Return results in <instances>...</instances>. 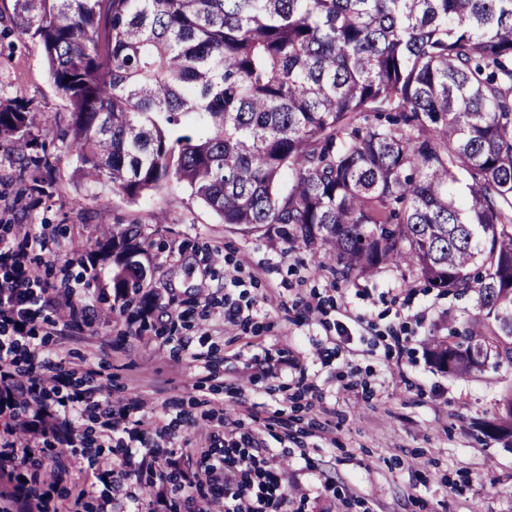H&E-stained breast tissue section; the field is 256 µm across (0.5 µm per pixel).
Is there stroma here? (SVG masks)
<instances>
[{
  "mask_svg": "<svg viewBox=\"0 0 512 512\" xmlns=\"http://www.w3.org/2000/svg\"><path fill=\"white\" fill-rule=\"evenodd\" d=\"M14 0H0V104L28 100L40 111L37 135L56 157L44 185L42 205L19 213L24 224H59L69 237L57 251V264L95 262L98 279L82 291L93 323L84 335L37 336L32 346L52 359H65L96 372L113 401L144 391L152 406L142 414L143 429L157 417L172 419L187 408L192 423L175 432L191 463L201 451L195 442L213 426L206 407L190 404L196 378L214 375L211 398L223 404L227 419L236 406L224 393L238 378L236 328L211 321L208 338L196 329L178 341L150 335L138 340L135 307L101 302L111 286L113 265L95 250L111 236L117 219L140 222L148 246L152 294L150 318L164 321L171 311L194 308L203 294L222 297V276L211 275L206 257L221 249L228 265L259 306L279 290L288 311L281 315L266 345L298 356L316 397L289 404L288 412L305 429L326 426L328 438H305L318 474L308 473L299 454L284 458L289 478L317 492L320 476L357 493L365 512H512V437H488L475 428L491 418L505 388L512 386V363L491 365L469 377H454L433 364V338L463 329L479 311L472 293L454 294L429 287L406 269L385 268L351 282L330 271L322 252L285 240L276 231L252 233L221 224L184 185L174 183L131 204L111 185L79 184L64 146L56 138L67 116L44 58L13 22ZM309 297L319 311L300 320L299 298ZM211 354L207 368L191 360L200 343ZM334 348L323 360L317 347ZM55 499L76 512L111 499L112 512H168L154 489L136 481L106 486L90 484L77 467L58 484Z\"/></svg>",
  "mask_w": 512,
  "mask_h": 512,
  "instance_id": "obj_1",
  "label": "stroma"
}]
</instances>
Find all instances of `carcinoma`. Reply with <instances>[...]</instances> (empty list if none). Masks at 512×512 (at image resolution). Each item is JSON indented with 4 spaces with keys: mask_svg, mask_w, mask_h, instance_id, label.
Masks as SVG:
<instances>
[{
    "mask_svg": "<svg viewBox=\"0 0 512 512\" xmlns=\"http://www.w3.org/2000/svg\"><path fill=\"white\" fill-rule=\"evenodd\" d=\"M14 21L69 104L79 179L131 202L182 183L346 281L404 265L472 292L482 315L430 358L461 377L512 361V0H15ZM36 115L0 107V146L40 195ZM102 246L113 299L135 300L139 229ZM480 429L512 436V386Z\"/></svg>",
    "mask_w": 512,
    "mask_h": 512,
    "instance_id": "cac0c4a2",
    "label": "carcinoma"
}]
</instances>
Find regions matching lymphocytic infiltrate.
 Returning <instances> with one entry per match:
<instances>
[{
  "mask_svg": "<svg viewBox=\"0 0 512 512\" xmlns=\"http://www.w3.org/2000/svg\"><path fill=\"white\" fill-rule=\"evenodd\" d=\"M39 204L22 189L0 202V499L11 502L10 512H46V500L25 492L18 464L37 460L49 448L69 449L98 481L114 482L115 472L100 468L91 453L105 442L113 444L126 474L140 472L143 459H152L159 467V498L175 497L188 512H311L309 496L300 484L289 483L281 465L287 449L269 454L260 447L262 435L287 432V399L272 400L263 412L240 402L234 432H206L203 461L190 471L173 448L179 419L145 432L133 416L144 408L143 399L114 404L102 399L97 387L72 384L64 361L40 359L32 337L81 330L88 312L74 301L85 276L49 260L64 231L56 224L34 226L17 219L18 212ZM240 286L236 275L225 274L223 301L206 300L200 317L222 309L225 324L256 340L275 327L276 319L257 320L255 303ZM22 360L29 368L20 375L15 367ZM87 413L102 417L98 436L80 435L74 426Z\"/></svg>",
  "mask_w": 512,
  "mask_h": 512,
  "instance_id": "1",
  "label": "lymphocytic infiltrate"
}]
</instances>
